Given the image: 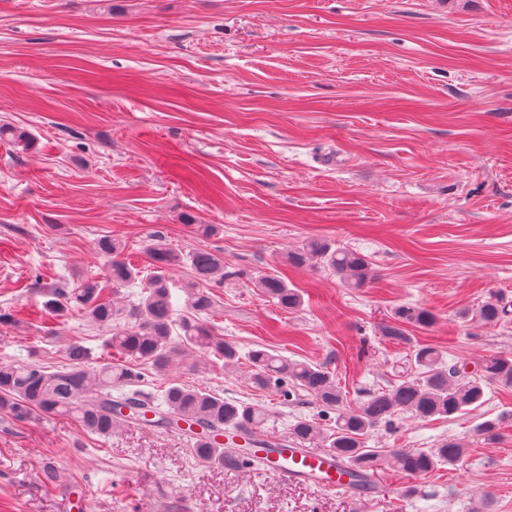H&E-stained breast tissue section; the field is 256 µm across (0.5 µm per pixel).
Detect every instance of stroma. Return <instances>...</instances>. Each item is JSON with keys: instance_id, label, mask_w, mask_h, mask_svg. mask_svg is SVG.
Instances as JSON below:
<instances>
[{"instance_id": "1", "label": "stroma", "mask_w": 512, "mask_h": 512, "mask_svg": "<svg viewBox=\"0 0 512 512\" xmlns=\"http://www.w3.org/2000/svg\"><path fill=\"white\" fill-rule=\"evenodd\" d=\"M1 125L27 139L0 141V362L53 369L76 343L87 366L109 358L82 310L44 309L49 286L103 276L108 236L141 270L122 305L153 276L155 240L222 254L207 322L240 352L324 365L351 406L414 344L469 365L512 355V0H0ZM313 238L365 255V285L290 264ZM269 274L298 308L262 293ZM492 296L503 321L463 320ZM401 305L435 316L407 345L382 335ZM172 379L265 405L279 439L321 415L199 352L136 388ZM487 420L499 439L478 433ZM448 439L467 455L415 495L388 475L391 495L355 497L202 463L172 429L99 437L1 409L0 512H473L486 496L512 512V386L462 416L398 414L368 445ZM259 288L285 309H295L301 305V294L288 288L286 282L278 275H267L259 280Z\"/></svg>"}]
</instances>
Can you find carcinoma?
<instances>
[{"mask_svg": "<svg viewBox=\"0 0 512 512\" xmlns=\"http://www.w3.org/2000/svg\"><path fill=\"white\" fill-rule=\"evenodd\" d=\"M100 249L110 257L106 280H87L75 288L53 286L45 307L57 317L77 307L95 324L112 328L107 345L118 360L109 358L89 369L83 365V351L77 346L70 352V362L54 370L32 362L0 363V408H8L18 419L32 412L68 416L85 432L100 437L111 436L127 422L148 429L195 427L201 435L189 438L193 455L204 463L234 470V458L224 452L218 439L226 432L257 435L269 420L263 406L227 401L216 393L180 383L169 384L159 403L150 394L123 391L141 377L139 366L149 365L160 373L177 358L201 350L224 361L226 367L246 361L250 382L258 390L278 391L289 382L315 399L323 412L334 413L335 425L330 429L312 419L298 418L292 425L293 437L301 444L334 452L346 465L354 485L362 487L383 470L413 478L445 465L453 467L465 455V444L455 439L426 450L368 447L370 432L382 423H391L396 413L405 411L420 419L451 417L481 404L487 383L512 385L509 355L484 360L476 374L470 375L458 362L445 360L437 349L421 346L410 361L409 374L387 389L368 393L357 408L351 409L344 405L342 392L325 367L288 360L266 349H251L243 355L200 320L199 315L213 306L210 288L224 282V258L218 253L197 248L184 255L161 243L152 245L147 256L156 274L138 300L118 307L113 295L137 279L139 269L122 257L120 241L105 239ZM289 260L296 265L320 261L352 288L362 287L368 278L365 256L320 239L291 253ZM186 261L194 272L188 291L192 316L177 321L165 272ZM259 287L285 309L301 305V294L278 275L261 278ZM504 315L505 308L491 299L479 308L476 318L483 325H495ZM432 321L428 310L402 306L395 312V324L383 328V336L405 343L403 325H429Z\"/></svg>", "mask_w": 512, "mask_h": 512, "instance_id": "obj_1", "label": "carcinoma"}]
</instances>
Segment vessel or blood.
Listing matches in <instances>:
<instances>
[{
	"label": "vessel or blood",
	"instance_id": "vessel-or-blood-1",
	"mask_svg": "<svg viewBox=\"0 0 512 512\" xmlns=\"http://www.w3.org/2000/svg\"><path fill=\"white\" fill-rule=\"evenodd\" d=\"M265 470L275 479L297 482L311 488L331 492H354L345 475L344 464L327 449L304 448L285 440L257 449Z\"/></svg>",
	"mask_w": 512,
	"mask_h": 512
}]
</instances>
